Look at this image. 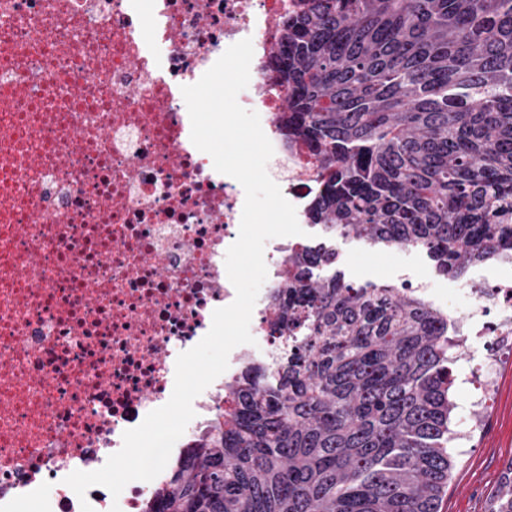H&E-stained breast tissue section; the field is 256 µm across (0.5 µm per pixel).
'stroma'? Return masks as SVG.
Here are the masks:
<instances>
[{
    "label": "stroma",
    "instance_id": "obj_1",
    "mask_svg": "<svg viewBox=\"0 0 512 512\" xmlns=\"http://www.w3.org/2000/svg\"><path fill=\"white\" fill-rule=\"evenodd\" d=\"M335 248L339 254L336 267L346 279L361 285L394 284L405 278L423 282L432 288L439 306L449 292L489 277L497 268L490 260L469 267L464 277L451 278L438 274L433 262L417 249H379L362 240H340ZM483 355L481 341L465 342L453 366L456 409L452 428L457 437L449 451L455 468L442 512H488L490 498L512 464V353L498 354L493 385L477 417L473 401L478 392L468 378Z\"/></svg>",
    "mask_w": 512,
    "mask_h": 512
}]
</instances>
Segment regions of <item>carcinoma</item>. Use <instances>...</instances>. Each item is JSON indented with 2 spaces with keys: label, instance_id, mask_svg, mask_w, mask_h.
<instances>
[{
  "label": "carcinoma",
  "instance_id": "obj_1",
  "mask_svg": "<svg viewBox=\"0 0 512 512\" xmlns=\"http://www.w3.org/2000/svg\"><path fill=\"white\" fill-rule=\"evenodd\" d=\"M280 132L321 186L271 294L279 357L168 469L148 512H441L451 479L448 316L336 271V240L465 275L512 253V0H311L284 21ZM489 512H512V468Z\"/></svg>",
  "mask_w": 512,
  "mask_h": 512
}]
</instances>
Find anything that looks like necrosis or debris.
Listing matches in <instances>:
<instances>
[{"label":"necrosis or debris","mask_w":512,"mask_h":512,"mask_svg":"<svg viewBox=\"0 0 512 512\" xmlns=\"http://www.w3.org/2000/svg\"><path fill=\"white\" fill-rule=\"evenodd\" d=\"M303 0H0V512L25 500L60 512H143L154 482L119 498L72 472L104 465L126 430L171 397L178 355L197 345L235 288L225 256L245 192L191 141L181 93L231 45L251 39L239 104L273 145V180L295 208L320 175L284 144L287 92L271 69L283 22ZM288 241L264 248L254 344L193 401L185 434L224 402V385L258 352L273 355L268 298ZM506 275L449 299L459 336L486 343V366L512 351V256Z\"/></svg>","instance_id":"obj_1"}]
</instances>
